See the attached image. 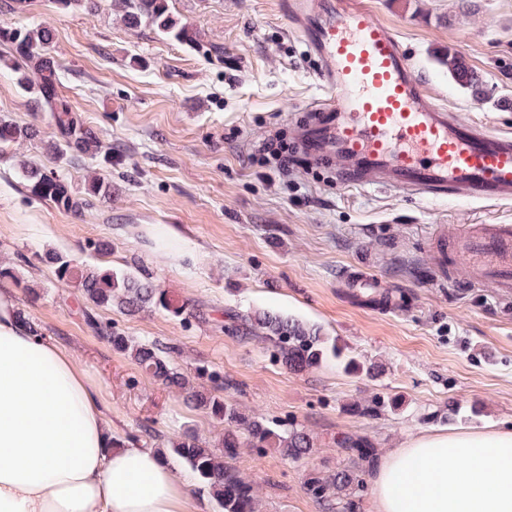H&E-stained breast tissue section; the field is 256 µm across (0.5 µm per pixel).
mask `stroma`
Masks as SVG:
<instances>
[{"mask_svg": "<svg viewBox=\"0 0 512 512\" xmlns=\"http://www.w3.org/2000/svg\"><path fill=\"white\" fill-rule=\"evenodd\" d=\"M11 3L0 0V21L51 29L58 94L112 155L58 156L52 112L0 68V120L39 129L0 149V265L10 269L0 289H14L42 335L81 360L116 431L164 449L185 428L214 442L222 427L113 350L86 325L87 310L113 331L173 349L185 372L219 373L225 397L244 409L320 436L318 454L301 463L272 451L236 459L260 487L262 512H321L304 476L341 463L333 443L340 432L367 434L386 450L424 430L512 426V296L474 282L454 260L464 226L512 224V203L351 191L331 161L304 156L285 177L250 163L259 138L296 141L307 103L321 92L315 58L278 0H168L198 32L196 47L148 24L129 28L105 2L93 13L63 12L53 0H28L14 12ZM372 6L439 104L512 129V0ZM450 50L465 57L485 96L449 76L442 58ZM28 166L56 171L83 208L38 195ZM93 177L111 184V194L86 197ZM99 240L109 242L107 255L95 251ZM49 252L149 275L193 315L89 308L44 262ZM443 256L453 260L445 276L436 267ZM356 267L403 290L409 304L376 312L351 303L338 285ZM231 310L297 318L380 370L350 374L331 357L288 373L264 343L231 333ZM376 394L398 398L397 410L361 413Z\"/></svg>", "mask_w": 512, "mask_h": 512, "instance_id": "35a3bbf8", "label": "stroma"}]
</instances>
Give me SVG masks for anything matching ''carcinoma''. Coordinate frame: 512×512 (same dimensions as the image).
Instances as JSON below:
<instances>
[{"label":"carcinoma","instance_id":"cac0c4a2","mask_svg":"<svg viewBox=\"0 0 512 512\" xmlns=\"http://www.w3.org/2000/svg\"><path fill=\"white\" fill-rule=\"evenodd\" d=\"M63 10L92 11L99 0H55ZM123 12L125 22L137 27L146 22L179 43L196 46L195 30L170 15L168 0H110ZM0 38L10 44L18 64L9 68L18 86H32L31 75L39 77L37 94L41 104L54 113L59 135L65 149L74 156L96 154L101 145L98 137L78 117L57 93L56 79L46 57L45 48L51 40L48 30L17 28L0 25ZM444 63L453 79L465 75L461 87L475 95L485 93L483 83L471 69L465 57L448 52ZM37 137L33 126L20 127L0 121V146ZM26 176L36 180L37 188L46 197L67 210H77L83 202L74 198L68 185L56 172L31 168ZM44 261L55 266L58 278L73 281L84 298L96 307L117 308L135 316L145 309H163L179 317L191 311L176 302L166 291L155 287L146 278L132 273L118 274L110 269L73 262L58 253H47ZM231 330L260 337L273 348L275 361L292 374H302L318 366L327 355L340 357L336 346H327L321 331L296 318L271 312L232 314ZM88 325L118 352L129 355L152 380L169 391L177 392L184 404L207 413L224 425V435L216 445L202 439L192 429L185 430L171 442L173 453L197 476L200 484L215 500L219 512H260L258 487L239 468L230 464L240 450L251 448L261 453L272 448L284 461L297 463L313 456L318 449L316 436L310 429L294 421L269 419L249 413L240 405L224 398V381L210 375L211 386L195 384L169 359L168 352L149 342H135L128 336L112 331L95 318ZM336 450L345 464L328 471H309L304 478L306 495L323 506L326 512H360L367 489V478L377 469L381 454L377 443L365 435L344 432L336 438Z\"/></svg>","mask_w":512,"mask_h":512}]
</instances>
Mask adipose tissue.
<instances>
[{
    "label": "adipose tissue",
    "instance_id": "ef3b65f1",
    "mask_svg": "<svg viewBox=\"0 0 512 512\" xmlns=\"http://www.w3.org/2000/svg\"><path fill=\"white\" fill-rule=\"evenodd\" d=\"M71 352L0 290V512H198L176 462L120 447ZM372 512H512V429L423 431L389 450Z\"/></svg>",
    "mask_w": 512,
    "mask_h": 512
}]
</instances>
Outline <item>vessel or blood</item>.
Listing matches in <instances>:
<instances>
[{"mask_svg":"<svg viewBox=\"0 0 512 512\" xmlns=\"http://www.w3.org/2000/svg\"><path fill=\"white\" fill-rule=\"evenodd\" d=\"M316 55L323 94L297 135L315 161L332 160L348 189L422 199L512 201V132L448 112L415 73L370 0H280ZM476 281L512 294V224L466 231L459 253Z\"/></svg>","mask_w":512,"mask_h":512,"instance_id":"obj_1","label":"vessel or blood"}]
</instances>
